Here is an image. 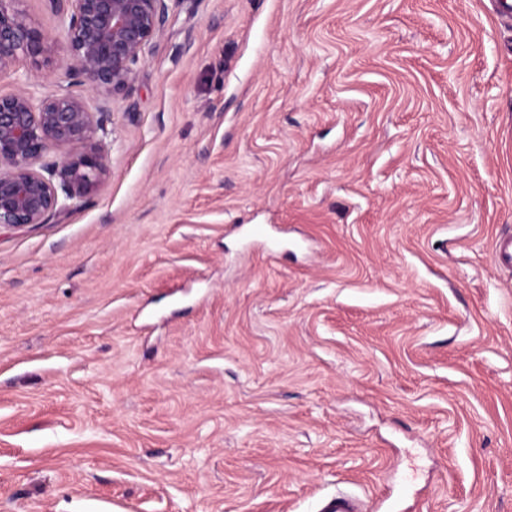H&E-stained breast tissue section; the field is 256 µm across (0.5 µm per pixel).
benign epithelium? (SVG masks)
I'll use <instances>...</instances> for the list:
<instances>
[{"label": "benign epithelium", "instance_id": "7a95c632", "mask_svg": "<svg viewBox=\"0 0 512 512\" xmlns=\"http://www.w3.org/2000/svg\"><path fill=\"white\" fill-rule=\"evenodd\" d=\"M24 2L0 0V73L25 62L48 79L64 70L67 85L39 99L0 94V224L12 226L47 224L107 179L112 98L132 90L169 9L168 0H46L58 27L45 31ZM73 86L93 90L95 101Z\"/></svg>", "mask_w": 512, "mask_h": 512}]
</instances>
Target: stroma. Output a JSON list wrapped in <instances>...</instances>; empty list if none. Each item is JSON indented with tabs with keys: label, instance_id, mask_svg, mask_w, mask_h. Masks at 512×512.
<instances>
[{
	"label": "stroma",
	"instance_id": "stroma-1",
	"mask_svg": "<svg viewBox=\"0 0 512 512\" xmlns=\"http://www.w3.org/2000/svg\"><path fill=\"white\" fill-rule=\"evenodd\" d=\"M107 130L0 226V512H512L489 0H171Z\"/></svg>",
	"mask_w": 512,
	"mask_h": 512
}]
</instances>
